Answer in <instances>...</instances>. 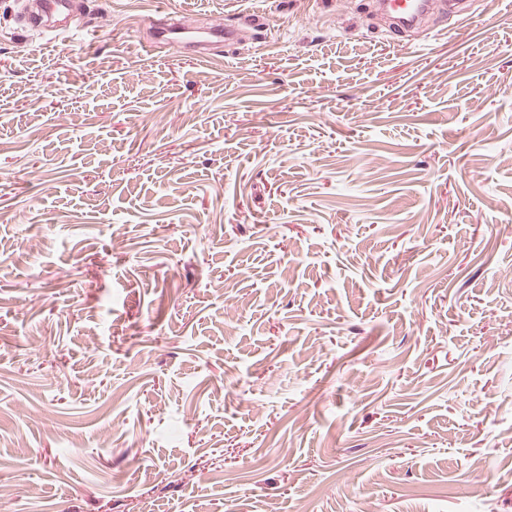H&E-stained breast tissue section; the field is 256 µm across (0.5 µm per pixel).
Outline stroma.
<instances>
[{"label": "stroma", "mask_w": 512, "mask_h": 512, "mask_svg": "<svg viewBox=\"0 0 512 512\" xmlns=\"http://www.w3.org/2000/svg\"><path fill=\"white\" fill-rule=\"evenodd\" d=\"M44 4L0 0V512H512V0ZM173 11L268 26L147 51ZM371 5L380 13H386L391 7L399 11L391 17L389 28L396 34L404 35L420 26L425 16L435 7H439L445 16L448 13V18L457 20V26L448 31L451 35L454 29L462 26L470 17L468 2L465 0H378Z\"/></svg>", "instance_id": "1"}]
</instances>
